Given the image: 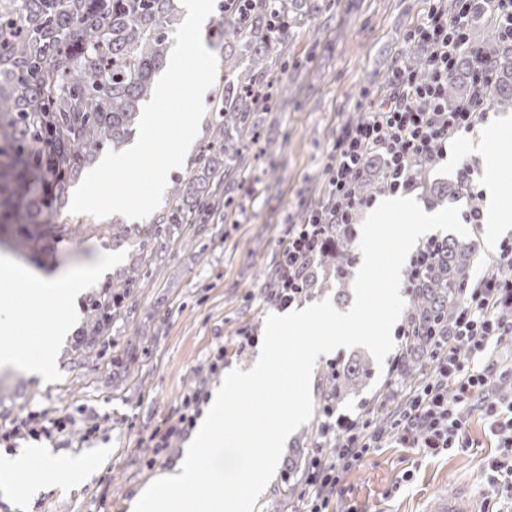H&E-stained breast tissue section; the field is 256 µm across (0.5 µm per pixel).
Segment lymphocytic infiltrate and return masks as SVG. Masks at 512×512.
Masks as SVG:
<instances>
[{
    "mask_svg": "<svg viewBox=\"0 0 512 512\" xmlns=\"http://www.w3.org/2000/svg\"><path fill=\"white\" fill-rule=\"evenodd\" d=\"M478 6L502 45L512 50V0H431L425 16L406 34L408 42L426 53L429 76L421 80L410 65L397 66L385 87L371 91V112L337 127L324 168L323 198L291 225L281 244L272 290L279 306L286 308L306 297L308 266L329 246L333 227H350L373 205V197L360 195L356 188L367 158L385 157L383 190L403 193L413 185L414 163L442 160L449 144L461 141L488 119L494 63L469 36ZM465 55L472 62L471 94L452 108L448 81ZM506 268L512 270L511 239L500 243L489 260L488 273L465 288L448 340L435 355L429 376L403 391L387 428L337 415L335 406H323L318 434L334 442L335 448L331 460L314 457L299 512H326L330 500L341 493L346 474L384 444L431 453L468 447V415L475 408L499 448L486 465L491 486L495 494L512 497V368L490 351L493 344L512 337V277L501 275ZM206 398L203 388H195L184 398L179 416L152 433L151 464L170 455L174 443L189 433ZM98 417L95 409L82 407L61 414L37 411L0 431V447H14L19 439L65 445L75 433L88 442Z\"/></svg>",
    "mask_w": 512,
    "mask_h": 512,
    "instance_id": "f902f5d3",
    "label": "lymphocytic infiltrate"
}]
</instances>
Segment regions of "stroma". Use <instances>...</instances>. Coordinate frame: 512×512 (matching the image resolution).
Returning <instances> with one entry per match:
<instances>
[{
	"label": "stroma",
	"mask_w": 512,
	"mask_h": 512,
	"mask_svg": "<svg viewBox=\"0 0 512 512\" xmlns=\"http://www.w3.org/2000/svg\"><path fill=\"white\" fill-rule=\"evenodd\" d=\"M322 2L320 12L301 10L290 30L277 97L270 110L256 114L260 138L228 169L234 201L223 220L185 226L148 286L131 293L100 353L75 354L65 338L57 345L51 382L0 373V427L36 410L88 405L101 415L90 446L45 445L62 459L84 456L96 468L88 482L48 484L24 511L0 494V512H130L136 492L164 471L146 466L151 433L177 416L194 388L219 387L226 371L247 368L258 353L255 345L239 349V335L262 336L266 316L280 311L268 285L281 241L319 200L336 129L365 117L368 91L385 86L397 63L412 61L405 36L429 7V0ZM495 119L496 132L479 124L449 148L430 180H453L464 158L480 167L492 155L512 170V112ZM220 348L227 352L223 371L202 372L204 360ZM469 421L468 448L437 456L375 449L349 473L328 512H438L450 495L458 498L459 512H501L485 470L496 443L480 412ZM316 428L312 419L289 436L256 512H294L298 494L283 493L287 458L298 450L316 454Z\"/></svg>",
	"instance_id": "obj_1"
}]
</instances>
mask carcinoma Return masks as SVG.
I'll list each match as a JSON object with an SVG mask.
<instances>
[{
  "mask_svg": "<svg viewBox=\"0 0 512 512\" xmlns=\"http://www.w3.org/2000/svg\"><path fill=\"white\" fill-rule=\"evenodd\" d=\"M182 13L181 0H0V225L11 231L10 249L21 255L28 250L52 264L54 245L74 243L82 233L124 249L125 265L87 301L85 321L72 339L78 351H89L110 335L131 292L147 282L149 270L185 225L205 224L231 204L224 189L226 161L241 155L242 141L257 137L249 117L269 108L276 92L273 64L292 25L288 0L237 2L224 11L228 51L213 89L207 136L160 215L145 226L43 228L42 210H67L72 188L100 148L107 143L118 148L128 140ZM478 45L495 64L493 109L512 110V52L497 47L490 28ZM470 70V58H462L448 82V104L467 97ZM430 172L415 164L412 180L450 204L470 197L462 170L442 184L429 182ZM382 180V161L368 159L361 192L377 193ZM333 238V247L310 269L312 294L332 284L341 294L353 275L357 256L350 231L339 227ZM475 257L472 243L446 238L412 286L404 321L414 333L400 346L401 380L429 374L432 355L448 341ZM371 376L370 360L361 354L337 362L321 375L323 403L341 404ZM307 467L303 453L288 462V488Z\"/></svg>",
  "mask_w": 512,
  "mask_h": 512,
  "instance_id": "carcinoma-1",
  "label": "carcinoma"
}]
</instances>
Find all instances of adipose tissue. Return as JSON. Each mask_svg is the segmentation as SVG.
Returning <instances> with one entry per match:
<instances>
[{
  "mask_svg": "<svg viewBox=\"0 0 512 512\" xmlns=\"http://www.w3.org/2000/svg\"><path fill=\"white\" fill-rule=\"evenodd\" d=\"M486 196L488 198L485 237L488 245L512 229V211L499 203L500 185L504 177L495 158H487ZM114 261L112 254H94L84 265L46 276L20 265L16 268L15 285L0 290V330L13 327L23 316L24 309L56 305L70 308L102 269ZM56 360L52 349L32 341H22L0 349V370H21L29 376L48 381L54 372ZM88 471L84 459L59 461L41 448H32L15 457L0 458V492L29 500L37 490L57 477L76 481Z\"/></svg>",
  "mask_w": 512,
  "mask_h": 512,
  "instance_id": "obj_1",
  "label": "adipose tissue"
}]
</instances>
